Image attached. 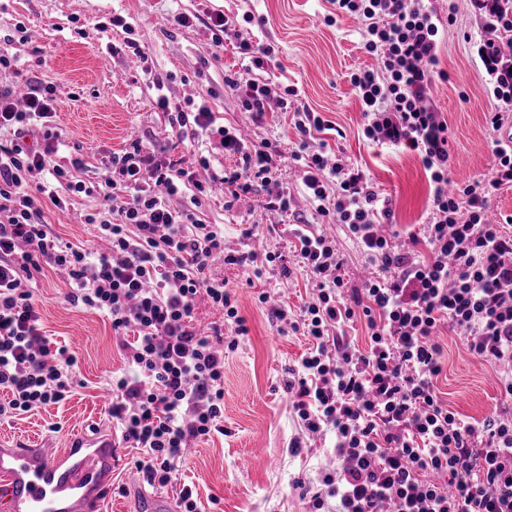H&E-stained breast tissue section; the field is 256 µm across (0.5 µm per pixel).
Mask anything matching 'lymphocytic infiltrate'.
Returning a JSON list of instances; mask_svg holds the SVG:
<instances>
[{"instance_id":"obj_1","label":"lymphocytic infiltrate","mask_w":512,"mask_h":512,"mask_svg":"<svg viewBox=\"0 0 512 512\" xmlns=\"http://www.w3.org/2000/svg\"><path fill=\"white\" fill-rule=\"evenodd\" d=\"M328 2L326 23L360 20L361 48L376 62L349 78L364 137L416 151L430 174L432 200L423 249L401 251L379 232L392 219L391 202L362 169L342 156L329 161L321 146L304 158L302 183L313 210L343 224L380 275L350 287L335 239L314 224L291 228L294 261L309 275L313 296L299 312H272L310 341L284 390L304 432L330 435L336 456L317 481L295 486L308 512H512V236L502 231L512 216L490 217L494 197L512 186V146L494 140L489 173L449 189L448 124L428 96L448 23L430 0ZM470 2L479 32L460 36L482 64L493 101L485 120L497 133L512 120V58L499 50L512 34V0ZM235 48L246 64L226 84L253 120L274 100L304 138L331 129L320 113L294 108L295 86L276 95L255 78L273 60L272 45L244 38ZM53 116L50 88L31 87L21 108L0 88V129L47 126L41 145L0 141V390L9 394L0 418L60 403L77 381L76 357L68 347H50L31 287L44 270L64 271L68 302L108 317L126 352L128 369L112 378L108 414L123 443L140 450L134 467L144 482L164 487L190 441L223 433L224 354L248 333L234 292L211 265L220 258L259 278L278 255L227 247L223 228L193 212L203 185L139 144L104 161L112 177L99 191L114 204L98 226L107 250L60 242L43 221L44 206L66 205L83 186L67 170L46 167L47 154L64 144ZM169 122L219 137L236 158L221 178L228 195L240 197L259 181L270 188L268 209L288 212V194L274 187L281 157L275 143L249 147L206 110L171 112ZM31 185L36 194L28 193ZM177 195L188 196L190 208H172ZM201 299L233 324L225 347L215 344L223 329L196 330ZM360 323L368 331L363 349L352 334ZM444 327L498 373L502 406L482 420L454 413L437 393Z\"/></svg>"}]
</instances>
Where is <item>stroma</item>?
I'll use <instances>...</instances> for the list:
<instances>
[{
  "label": "stroma",
  "instance_id": "35a3bbf8",
  "mask_svg": "<svg viewBox=\"0 0 512 512\" xmlns=\"http://www.w3.org/2000/svg\"><path fill=\"white\" fill-rule=\"evenodd\" d=\"M455 31L440 49L445 78L436 80L431 99L448 122L454 163L451 184H463L486 173L491 163V139L484 114L491 106L481 65L458 29L477 31L468 0H458ZM328 0H0V45L15 56L11 68L0 69V86L29 90L42 84L54 92L55 124L66 145L46 158L48 166H69L83 158L76 179L92 186V194L74 196L67 208L47 206L44 219L61 240L104 249L95 224L108 218L109 202L95 186L109 172L102 157L131 149L133 143L164 149L170 159L202 182L235 165L218 140H197L192 129L173 134L169 111L207 108L219 122L241 129L253 144L278 143L286 159L279 186L292 196V214L278 215L266 206L262 186L227 201L217 192L205 199L198 215L205 224L224 227V242L235 246L244 229L258 252L288 253V227L304 220L316 223L302 183V169L291 154L300 137L277 102H269L265 118L252 122L236 93L224 86L225 74L239 70L233 47L216 51L212 33L201 17L221 11L234 20L244 37L274 45L276 62L258 71L260 82L273 91L297 86L298 104L322 113L333 128L325 139L334 152L360 166L391 200L392 223L383 234H398L400 242L419 233L427 216L429 174L411 151L373 144L362 135L360 103L349 83L350 73L371 66L360 48L357 20L329 25ZM193 16L179 26V14ZM165 95L169 110L155 99ZM215 277L237 293L238 310L248 328L236 351L224 359V431L191 442L175 484L162 488L176 497L180 485L192 487L204 512H305L294 484L298 478H318L335 461L323 439L307 440L300 453L290 448L303 432L294 417L284 383L309 347L301 333L280 335L270 312L256 303L267 291L291 308H300L311 293L301 268L290 277L276 273L247 282L241 271L214 263ZM69 285L48 270L37 282L36 304L51 344L70 346L76 353L83 386L66 400L27 414L0 420V440L29 445L46 440L67 447L76 436L92 440L112 430L105 410L106 380L124 368L123 351L112 338L110 321L101 313L71 305ZM445 360L436 386L449 410L482 419L494 411L501 396L493 367L472 357L459 336L442 335ZM136 449H120L121 463L112 472L101 512H133L139 491L128 480Z\"/></svg>",
  "mask_w": 512,
  "mask_h": 512
}]
</instances>
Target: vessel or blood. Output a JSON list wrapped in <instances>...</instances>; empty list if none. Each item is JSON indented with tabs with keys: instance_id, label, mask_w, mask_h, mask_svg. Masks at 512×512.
I'll use <instances>...</instances> for the list:
<instances>
[{
	"instance_id": "obj_1",
	"label": "vessel or blood",
	"mask_w": 512,
	"mask_h": 512,
	"mask_svg": "<svg viewBox=\"0 0 512 512\" xmlns=\"http://www.w3.org/2000/svg\"><path fill=\"white\" fill-rule=\"evenodd\" d=\"M119 462L108 437L66 448H0V512H99Z\"/></svg>"
}]
</instances>
